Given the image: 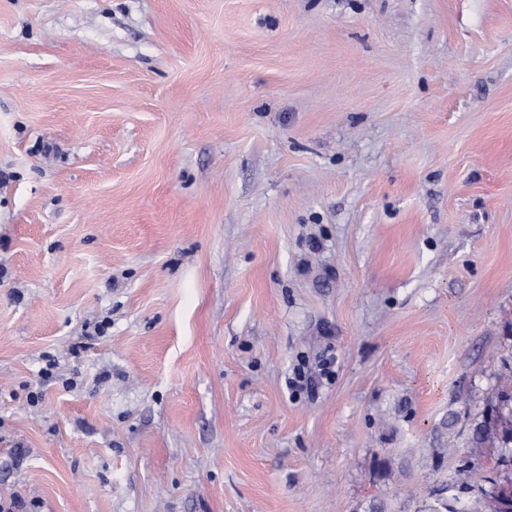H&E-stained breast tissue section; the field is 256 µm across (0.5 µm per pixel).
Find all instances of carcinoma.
<instances>
[{"label": "carcinoma", "mask_w": 512, "mask_h": 512, "mask_svg": "<svg viewBox=\"0 0 512 512\" xmlns=\"http://www.w3.org/2000/svg\"><path fill=\"white\" fill-rule=\"evenodd\" d=\"M495 416L486 417L473 429V442L477 445L489 441L507 448L512 444V380L506 381L495 392ZM493 485L487 491L483 482ZM447 504L428 506L430 512H512V479L497 482L492 477L479 479L475 473L465 474L461 483L449 485Z\"/></svg>", "instance_id": "carcinoma-1"}]
</instances>
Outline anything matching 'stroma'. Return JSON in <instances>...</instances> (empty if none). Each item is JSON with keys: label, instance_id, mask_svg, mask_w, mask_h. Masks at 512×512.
Instances as JSON below:
<instances>
[{"label": "stroma", "instance_id": "obj_1", "mask_svg": "<svg viewBox=\"0 0 512 512\" xmlns=\"http://www.w3.org/2000/svg\"><path fill=\"white\" fill-rule=\"evenodd\" d=\"M506 377L512 0H0V498L420 512Z\"/></svg>", "mask_w": 512, "mask_h": 512}]
</instances>
